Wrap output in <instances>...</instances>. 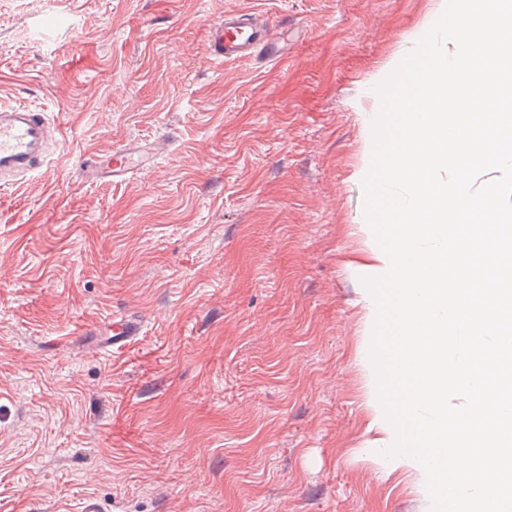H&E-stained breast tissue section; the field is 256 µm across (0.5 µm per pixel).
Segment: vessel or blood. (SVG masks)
Wrapping results in <instances>:
<instances>
[{"mask_svg":"<svg viewBox=\"0 0 512 512\" xmlns=\"http://www.w3.org/2000/svg\"><path fill=\"white\" fill-rule=\"evenodd\" d=\"M281 41V32L259 21L248 9L228 14L209 34L213 53L227 60L279 58ZM56 134V127L51 125L43 109L23 104L0 106V182L17 184L27 175L46 173ZM169 148V141L162 139L145 143L126 141L110 155L93 158L90 168L97 175L115 181L125 180L136 172L147 175L154 171ZM140 332V322L123 315L114 317L111 335L101 338L97 347L110 352L122 350Z\"/></svg>","mask_w":512,"mask_h":512,"instance_id":"vessel-or-blood-1","label":"vessel or blood"}]
</instances>
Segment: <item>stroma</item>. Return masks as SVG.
I'll return each mask as SVG.
<instances>
[{
  "mask_svg": "<svg viewBox=\"0 0 512 512\" xmlns=\"http://www.w3.org/2000/svg\"><path fill=\"white\" fill-rule=\"evenodd\" d=\"M438 4L0 0V104L63 131L48 174L0 185V512H429L363 451L353 174ZM241 9L279 61L211 54ZM162 136L152 174L83 179ZM120 313L126 349L84 344Z\"/></svg>",
  "mask_w": 512,
  "mask_h": 512,
  "instance_id": "35a3bbf8",
  "label": "stroma"
}]
</instances>
